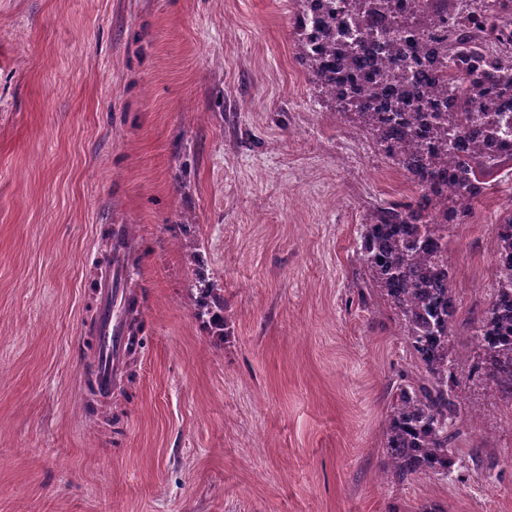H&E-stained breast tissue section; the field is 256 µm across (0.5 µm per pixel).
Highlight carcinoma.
Masks as SVG:
<instances>
[{"instance_id": "carcinoma-1", "label": "carcinoma", "mask_w": 512, "mask_h": 512, "mask_svg": "<svg viewBox=\"0 0 512 512\" xmlns=\"http://www.w3.org/2000/svg\"><path fill=\"white\" fill-rule=\"evenodd\" d=\"M297 58L337 111L365 130L420 192L389 202L363 225L362 284L393 309L413 369L394 385L385 426L386 473L399 482L431 472L449 477L463 434L460 354L452 345L456 301L448 269V227L474 203L512 148L501 101L512 97V53L477 52L476 27L512 20V0L472 14V0H331L309 20L315 0H294ZM377 17L387 32L373 35ZM495 286L481 317L464 329L480 351L469 377L512 402V210L493 242ZM201 289L198 315L224 318Z\"/></svg>"}]
</instances>
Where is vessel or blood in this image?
Wrapping results in <instances>:
<instances>
[{"label":"vessel or blood","instance_id":"vessel-or-blood-1","mask_svg":"<svg viewBox=\"0 0 512 512\" xmlns=\"http://www.w3.org/2000/svg\"><path fill=\"white\" fill-rule=\"evenodd\" d=\"M126 239L125 227H117L111 260L99 282L96 312L83 326V335L90 342L91 354L86 383L89 393L96 398L108 397L115 391L128 361L129 325L126 311L133 301V294L124 286Z\"/></svg>","mask_w":512,"mask_h":512}]
</instances>
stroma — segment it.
Returning <instances> with one entry per match:
<instances>
[{
	"label": "stroma",
	"instance_id": "1",
	"mask_svg": "<svg viewBox=\"0 0 512 512\" xmlns=\"http://www.w3.org/2000/svg\"><path fill=\"white\" fill-rule=\"evenodd\" d=\"M415 196L298 63L293 0H0V512H512V403L475 379L482 462L384 473L412 359L356 275L373 209ZM511 207L490 177L448 230L458 321ZM116 224L141 341L99 401L77 339Z\"/></svg>",
	"mask_w": 512,
	"mask_h": 512
}]
</instances>
